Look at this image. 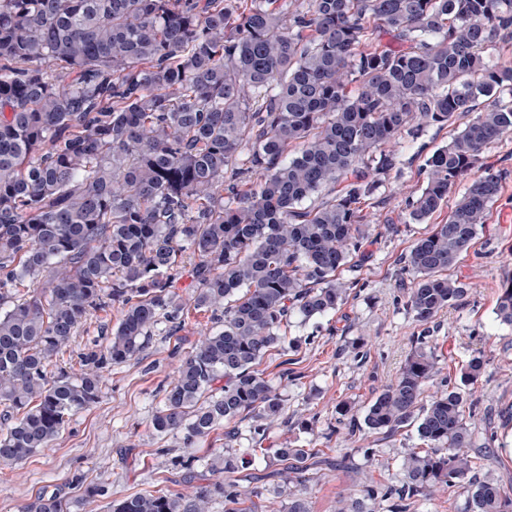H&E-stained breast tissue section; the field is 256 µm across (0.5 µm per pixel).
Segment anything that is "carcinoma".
I'll use <instances>...</instances> for the list:
<instances>
[{
    "instance_id": "carcinoma-1",
    "label": "carcinoma",
    "mask_w": 512,
    "mask_h": 512,
    "mask_svg": "<svg viewBox=\"0 0 512 512\" xmlns=\"http://www.w3.org/2000/svg\"><path fill=\"white\" fill-rule=\"evenodd\" d=\"M388 35L399 44L382 46ZM512 40V0H0V465L48 448L71 413L95 404L104 369L143 348L160 319L224 313L200 334L150 429L191 445L251 421L255 458L284 403L255 365L285 337L344 304L337 272L369 237L363 205L396 167L387 146L412 123L474 117L424 160L409 220L427 222L493 142L512 134V65L487 55ZM485 105L474 111L476 101ZM229 184H224V179ZM486 167L443 224L411 248L407 307L426 325L467 289L444 275L501 192ZM198 284L176 291L178 257ZM120 309L106 344L64 367L82 321ZM512 326V281L498 297ZM486 362L472 357L460 381ZM420 340L368 407L370 433L414 421L395 512L467 486L461 512H512L494 473L474 475L461 388ZM300 479L313 448H279ZM244 461L218 452L224 479L185 498L145 490L109 512H264L238 483ZM392 489L363 483L336 512H371ZM27 512H69L41 495Z\"/></svg>"
}]
</instances>
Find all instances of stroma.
Instances as JSON below:
<instances>
[{
	"label": "stroma",
	"mask_w": 512,
	"mask_h": 512,
	"mask_svg": "<svg viewBox=\"0 0 512 512\" xmlns=\"http://www.w3.org/2000/svg\"><path fill=\"white\" fill-rule=\"evenodd\" d=\"M467 121L460 115L450 125H427L393 144L397 165L364 209L369 244L363 257L340 272L350 287L347 300L317 320L304 324L290 319L282 329L287 344L260 363L285 404L266 447L316 448L321 458L303 484L289 477L275 457L255 460L245 472L252 476L261 504L281 507L302 495L312 512H336L338 493L358 492L370 480L393 490L373 502L372 512H392L398 501L395 491L402 485V456L421 445L415 428L391 437L364 430L351 437L339 424L336 407L350 404L353 416L363 419L421 336L454 381L472 357L484 356L483 375L462 389L476 438L489 432L497 436L489 452H477L476 470L493 469L503 491L512 496V327L495 314L501 286L512 280V136L484 153L485 163L502 175L501 194L473 246L448 271L465 284V297L426 325L417 323L407 307L412 275L405 258L419 238L448 217L441 211L431 222L409 223L407 199L424 186L420 169L425 155L448 143ZM220 327L208 312L190 316L177 330L169 322L158 323L139 355L105 372L98 402L70 416L51 448L18 467L0 468V512H25L45 491L60 492L70 512H107L108 500L156 482L188 496L196 483L174 467L176 457L191 454L205 461L217 450L239 455L253 447L246 420L236 423L233 439H225L219 429L189 448L182 436H156L148 429L181 359L201 332ZM78 474L105 485L107 498L84 505L83 490L73 482Z\"/></svg>",
	"instance_id": "obj_1"
}]
</instances>
